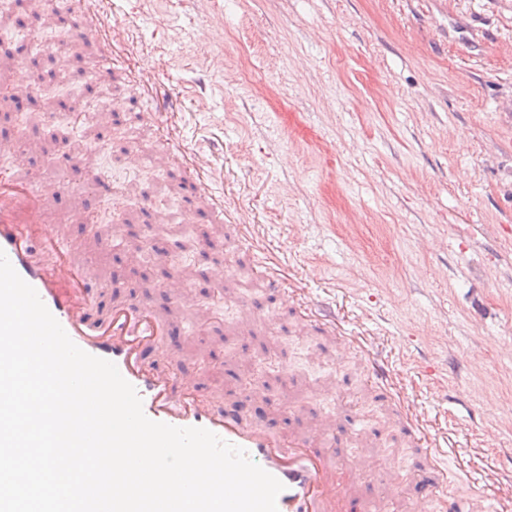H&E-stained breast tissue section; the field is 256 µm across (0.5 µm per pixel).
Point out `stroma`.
I'll return each instance as SVG.
<instances>
[{
    "mask_svg": "<svg viewBox=\"0 0 512 512\" xmlns=\"http://www.w3.org/2000/svg\"><path fill=\"white\" fill-rule=\"evenodd\" d=\"M49 15L11 12L0 53L23 49L34 76L73 93L50 113L37 90L21 113L0 112V146L34 144L18 164L43 184L76 180L64 150L109 178L110 198L82 200L112 238L90 261L105 285L97 319L147 300L180 329L179 366L157 357L158 372H188L197 396L225 403L260 384L287 435L330 418L350 438L323 451L369 463L342 472L349 495L414 512L428 451L372 380L379 358L452 443L449 484L490 475L512 512V0H114L108 23L155 57L156 91L175 106L165 124L134 86L136 55L94 40L98 68L61 65L54 46L82 14L68 10L57 37L41 33ZM203 23L221 39L199 40ZM105 106L128 137L93 121ZM179 147L208 159L231 211L219 225L184 217ZM133 149L141 166L129 170ZM146 197L171 221L153 223ZM266 254L286 266L288 294L254 274ZM184 271L177 304L164 284ZM298 287L334 313L331 330L302 318ZM345 331L359 347L340 350Z\"/></svg>",
    "mask_w": 512,
    "mask_h": 512,
    "instance_id": "1",
    "label": "stroma"
}]
</instances>
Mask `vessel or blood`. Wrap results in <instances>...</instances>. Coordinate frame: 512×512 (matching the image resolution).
<instances>
[{"instance_id":"1","label":"vessel or blood","mask_w":512,"mask_h":512,"mask_svg":"<svg viewBox=\"0 0 512 512\" xmlns=\"http://www.w3.org/2000/svg\"><path fill=\"white\" fill-rule=\"evenodd\" d=\"M100 0H83L84 35L111 44L115 34L106 24ZM192 177L195 197L210 216L224 217V199L217 196L202 172L205 158L181 151ZM102 177L93 174L64 188L39 184L18 166L0 167V250L17 273L30 284L71 340L85 352L116 364L121 375L137 391L145 415L177 427H202L244 449L249 458L280 480L284 489L277 498L278 512H344L345 497L336 478V463L323 451L299 437L276 434L252 410L251 401L261 396L260 385L249 390L247 402L218 406L196 399L193 380L156 373L149 357L159 354L177 361L173 330L142 300L113 307L106 328L89 323L102 284L94 277L78 249L60 231V220L86 225L91 246L105 247L95 219L72 207L60 215L55 204L61 195L78 198L99 188ZM433 475L422 484L416 500L418 512H435L438 504L448 512H482L488 498L484 485H473L463 496L447 493L445 461L431 454Z\"/></svg>"}]
</instances>
